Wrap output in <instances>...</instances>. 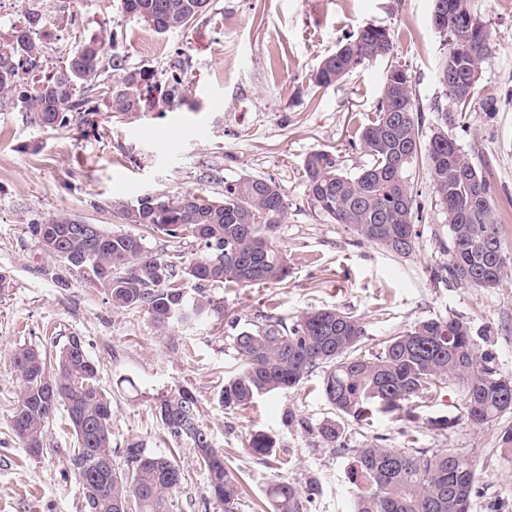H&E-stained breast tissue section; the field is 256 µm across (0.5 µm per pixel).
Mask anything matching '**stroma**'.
I'll list each match as a JSON object with an SVG mask.
<instances>
[{
  "instance_id": "1",
  "label": "stroma",
  "mask_w": 512,
  "mask_h": 512,
  "mask_svg": "<svg viewBox=\"0 0 512 512\" xmlns=\"http://www.w3.org/2000/svg\"><path fill=\"white\" fill-rule=\"evenodd\" d=\"M488 29L492 54L482 66L481 93L503 102L487 114L478 105L459 112L439 83L448 53L446 36L432 22V0H209L207 11L182 29L159 34L127 16L121 0H20L0 15V39L42 14L48 32L39 69L28 86L63 67L80 45L113 38L104 48L100 81L112 85L120 71H149L163 85L180 76L183 103L169 112L115 115L99 91L88 97L92 123L45 129L0 99V272L13 286L0 294V512H82V487L68 465L76 446L65 411H57L47 448L31 456L11 429L19 382L11 358L29 347L54 352L80 337L97 367L100 388L112 396V462L122 465L128 443L174 455L186 474L175 492L174 512H224L210 499L208 476L187 440L171 437L154 412L159 395L190 389L199 419L227 471L243 488L236 512H273L271 484L316 482L308 512H353L359 493L351 471L368 444L469 454L478 471L472 512H512V445L503 434L512 413L481 426L464 415V390L454 380L426 393L414 413H376L369 423L342 419L344 445H326L316 429L339 417L322 392L323 370L299 387L224 408L225 381L238 367L233 341L242 330L274 316L293 323L301 314L338 308L361 320L363 350L429 319L467 322L480 348L493 352L512 377V278L495 288H470L449 279L448 218L424 162L408 172L423 209L415 250L398 255L361 242L310 203L306 157L336 152L343 172L355 175L370 162L361 129L375 116L387 70H407L421 109V131L446 128L486 178L497 211L512 201V0H471ZM368 24L387 28L393 56L357 68L321 87L315 73L339 43ZM121 70H114L113 61ZM449 123H442V116ZM274 180L288 203L275 241L288 263L281 283L208 285L224 307L191 329L160 332L141 308L115 309L107 289L66 269L31 236L28 226L68 213L108 232L143 238L149 251L186 263L200 248L118 214L119 203L143 196L186 192L218 197L243 176ZM276 440L266 457L247 447L251 433Z\"/></svg>"
}]
</instances>
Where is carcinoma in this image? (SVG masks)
I'll return each mask as SVG.
<instances>
[{"instance_id": "cac0c4a2", "label": "carcinoma", "mask_w": 512, "mask_h": 512, "mask_svg": "<svg viewBox=\"0 0 512 512\" xmlns=\"http://www.w3.org/2000/svg\"><path fill=\"white\" fill-rule=\"evenodd\" d=\"M208 5L209 0H121L126 15L161 34L185 27ZM434 10L445 12L448 36L439 82L463 107L477 98L482 64L493 46L470 0H434ZM41 18L31 14L27 26L12 29L9 38L0 41V97L29 113L41 127L54 130L70 125L77 112L88 114L86 87L97 76L104 42L83 44L64 67L37 88H28L18 82V73L22 60L34 61L41 53L30 35ZM394 50L389 30L368 24L322 61L316 83L328 87ZM451 76L465 79L469 92L458 95L448 84ZM183 93L180 77H173L164 89L154 88L141 71L124 73L106 91L110 111L125 116L147 107L176 108ZM419 112L407 70L389 68L376 118L360 133L370 164L349 176L333 152L310 154L303 166L308 199L361 240L409 254L417 244L419 212L406 171L423 159L439 205L448 215V275L470 288H496L512 274V253L502 241L489 184L448 132L439 129L422 139ZM184 198L143 196L118 208L125 223L172 238L182 237L187 224L198 227L195 241L202 245L201 252L184 266L154 255L142 238L124 233H106L95 249L82 232V221L71 214H57L28 229L39 241L53 240L56 257L68 269H80L86 280L107 288L115 307L144 309L162 332L220 313L203 291L205 283L246 286L288 277V264L274 242V232L287 216L286 200L275 181L245 176L225 186L221 199L193 194V203L183 208ZM268 214L276 216V223H267ZM84 255L88 259L80 265L71 261ZM180 279L195 282V292L183 291L177 285ZM364 335L360 320L337 308L306 312L289 326L268 316L235 336L241 366L224 383L221 403L226 408L246 406L257 396L297 387L323 368L325 397L339 413L359 422L369 421L377 411L397 410L450 379L465 389L463 409L470 424L483 426L512 410V377L500 373L495 356L479 347L467 323L423 321L367 354L360 346ZM12 366L20 381L12 431L30 455L39 456L46 429L59 408L65 409L77 440L69 465L82 486L85 512H118L117 505L125 503L135 512H173L174 491L186 476L171 458L133 442L125 449L122 467L99 470L98 462L112 457L111 399L96 384L97 368L80 338L72 337L54 355L17 349ZM154 410L167 433L191 442L208 472L210 496L224 512H234L240 486L199 425L194 394L180 388L159 398ZM316 432L324 443L343 446L344 428L338 421L327 420ZM248 445L253 454L269 456L276 441L256 432ZM475 477L473 460L453 449L428 454L367 445L358 449L353 469L362 489L354 512H470ZM317 492L313 482H278L269 487L268 498L273 512H306Z\"/></svg>"}]
</instances>
